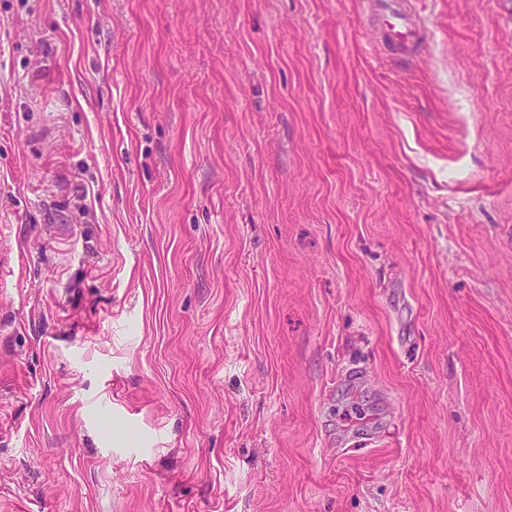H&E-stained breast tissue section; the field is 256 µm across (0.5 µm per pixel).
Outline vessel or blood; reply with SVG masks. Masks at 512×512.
<instances>
[{
    "label": "vessel or blood",
    "mask_w": 512,
    "mask_h": 512,
    "mask_svg": "<svg viewBox=\"0 0 512 512\" xmlns=\"http://www.w3.org/2000/svg\"><path fill=\"white\" fill-rule=\"evenodd\" d=\"M368 12L385 46L392 48L403 59L417 54L425 28L412 0H368Z\"/></svg>",
    "instance_id": "b4317fda"
}]
</instances>
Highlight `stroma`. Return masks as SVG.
Segmentation results:
<instances>
[{
  "label": "stroma",
  "mask_w": 512,
  "mask_h": 512,
  "mask_svg": "<svg viewBox=\"0 0 512 512\" xmlns=\"http://www.w3.org/2000/svg\"><path fill=\"white\" fill-rule=\"evenodd\" d=\"M0 0V512H512V0ZM368 12L376 23L382 43L402 59L418 52L425 28L410 0H368Z\"/></svg>",
  "instance_id": "obj_1"
}]
</instances>
